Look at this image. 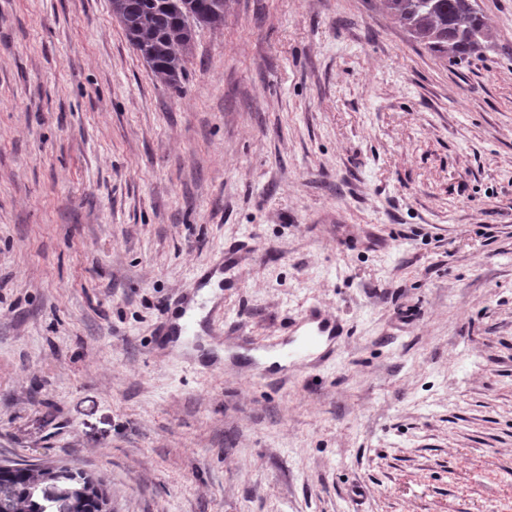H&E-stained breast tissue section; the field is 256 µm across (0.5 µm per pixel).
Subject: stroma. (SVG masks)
Segmentation results:
<instances>
[{
    "instance_id": "obj_1",
    "label": "stroma",
    "mask_w": 512,
    "mask_h": 512,
    "mask_svg": "<svg viewBox=\"0 0 512 512\" xmlns=\"http://www.w3.org/2000/svg\"><path fill=\"white\" fill-rule=\"evenodd\" d=\"M229 0L179 87L110 0H0V461L112 512H512V0ZM224 367L153 330L220 251ZM333 356L265 364L309 308ZM383 5L414 41L448 61L472 54L488 37L472 0H383ZM306 324L308 327L304 334V342L307 346L318 345L321 336H327V340L331 341L336 336L342 335V331L336 326L335 320L323 316L316 308L309 310ZM60 478L70 480L74 482V484L58 499H51L44 495L45 501H61L58 512H68L77 500L84 499L85 497L86 498L84 500L78 501L75 504L73 509L74 511L72 512H106L102 511L100 508L101 497L95 493L92 496H88L90 494V486L80 479L77 480L73 474L64 470H53L46 481H57Z\"/></svg>"
}]
</instances>
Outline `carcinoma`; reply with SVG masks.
<instances>
[{
    "mask_svg": "<svg viewBox=\"0 0 512 512\" xmlns=\"http://www.w3.org/2000/svg\"><path fill=\"white\" fill-rule=\"evenodd\" d=\"M112 15L130 44L141 54L156 78L178 87L186 59L192 54L195 29L224 25L227 0H111ZM392 19L433 55L456 61L472 54L488 38L483 14L473 0H383ZM43 481L40 468L13 463L0 472L10 487V512H40L33 486ZM101 495L79 501L74 512H102L101 496L108 495L101 480L91 478Z\"/></svg>",
    "mask_w": 512,
    "mask_h": 512,
    "instance_id": "obj_1",
    "label": "carcinoma"
}]
</instances>
